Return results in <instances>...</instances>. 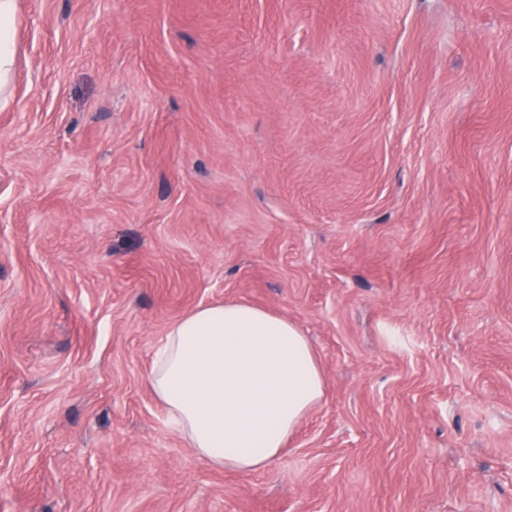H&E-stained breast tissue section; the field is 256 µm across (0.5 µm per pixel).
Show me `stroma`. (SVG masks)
<instances>
[{"label": "stroma", "instance_id": "stroma-1", "mask_svg": "<svg viewBox=\"0 0 512 512\" xmlns=\"http://www.w3.org/2000/svg\"><path fill=\"white\" fill-rule=\"evenodd\" d=\"M0 512H512V0H17ZM295 323L266 469L147 383L188 311Z\"/></svg>", "mask_w": 512, "mask_h": 512}]
</instances>
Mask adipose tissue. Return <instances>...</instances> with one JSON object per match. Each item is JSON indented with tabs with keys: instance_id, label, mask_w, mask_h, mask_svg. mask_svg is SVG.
I'll return each mask as SVG.
<instances>
[{
	"instance_id": "1",
	"label": "adipose tissue",
	"mask_w": 512,
	"mask_h": 512,
	"mask_svg": "<svg viewBox=\"0 0 512 512\" xmlns=\"http://www.w3.org/2000/svg\"><path fill=\"white\" fill-rule=\"evenodd\" d=\"M17 0H0V94L15 61ZM147 381L170 422L210 465L266 469L326 395L307 337L245 301L194 309L172 323Z\"/></svg>"
}]
</instances>
